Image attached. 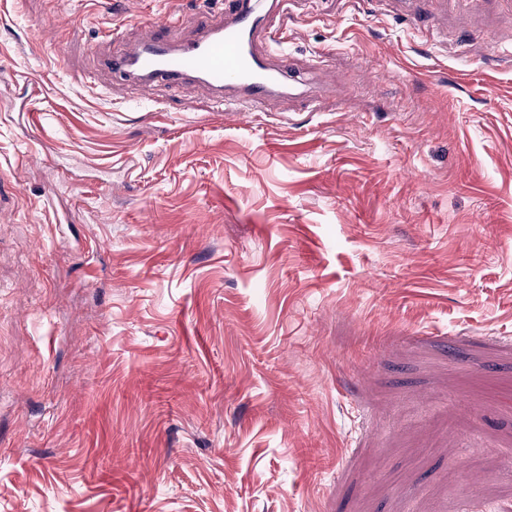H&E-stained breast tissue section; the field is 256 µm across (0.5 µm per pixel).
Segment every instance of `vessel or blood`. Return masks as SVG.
Wrapping results in <instances>:
<instances>
[{"label":"vessel or blood","instance_id":"vessel-or-blood-1","mask_svg":"<svg viewBox=\"0 0 512 512\" xmlns=\"http://www.w3.org/2000/svg\"><path fill=\"white\" fill-rule=\"evenodd\" d=\"M288 0H230L218 14L200 15L199 36L181 39L177 21L154 22L152 37L129 41L101 56V68L124 80H141L183 90L203 85L226 114L248 118L279 96L305 91L294 79L297 66L285 50Z\"/></svg>","mask_w":512,"mask_h":512}]
</instances>
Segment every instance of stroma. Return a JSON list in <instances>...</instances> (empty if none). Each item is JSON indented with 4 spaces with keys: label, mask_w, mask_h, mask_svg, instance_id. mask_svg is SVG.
<instances>
[{
    "label": "stroma",
    "mask_w": 512,
    "mask_h": 512,
    "mask_svg": "<svg viewBox=\"0 0 512 512\" xmlns=\"http://www.w3.org/2000/svg\"><path fill=\"white\" fill-rule=\"evenodd\" d=\"M203 7L0 0V512H502L512 0H296L247 124L96 72Z\"/></svg>",
    "instance_id": "35a3bbf8"
}]
</instances>
